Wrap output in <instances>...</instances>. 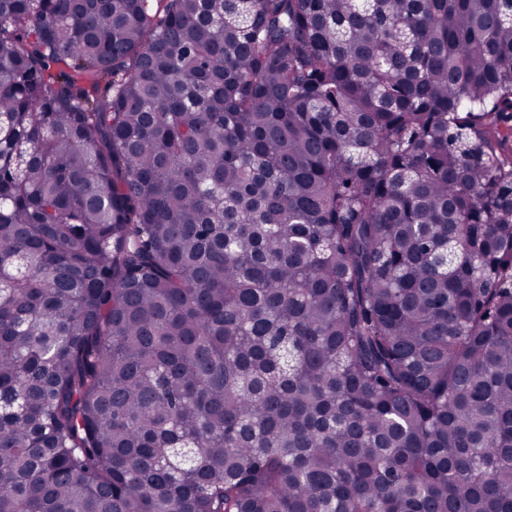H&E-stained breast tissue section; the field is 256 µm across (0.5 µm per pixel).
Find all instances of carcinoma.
Returning a JSON list of instances; mask_svg holds the SVG:
<instances>
[{
    "instance_id": "cac0c4a2",
    "label": "carcinoma",
    "mask_w": 512,
    "mask_h": 512,
    "mask_svg": "<svg viewBox=\"0 0 512 512\" xmlns=\"http://www.w3.org/2000/svg\"><path fill=\"white\" fill-rule=\"evenodd\" d=\"M0 512H512V0H0Z\"/></svg>"
}]
</instances>
